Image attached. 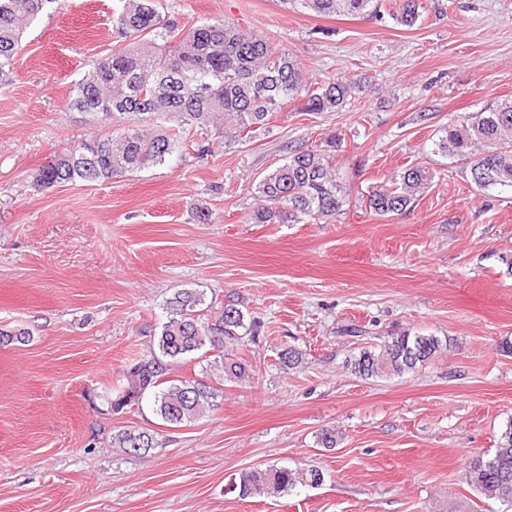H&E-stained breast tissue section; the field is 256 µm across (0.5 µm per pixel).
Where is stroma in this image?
<instances>
[{"label": "stroma", "mask_w": 512, "mask_h": 512, "mask_svg": "<svg viewBox=\"0 0 512 512\" xmlns=\"http://www.w3.org/2000/svg\"><path fill=\"white\" fill-rule=\"evenodd\" d=\"M411 28L389 17H320L278 0H162L181 29L223 18L272 38L309 81L360 79L335 112L290 106L228 144L190 131L165 165L95 184L40 187L50 154L98 135L66 103L123 38L117 0H52L0 84V512H512L465 479L512 422V194L484 193L464 161L434 153L448 121L512 100V0H424ZM349 202L333 219L254 224L259 179L290 148H322ZM434 176L415 208L379 216L372 187L414 164ZM235 298L253 335L223 382L217 352L173 367L220 387L180 428L147 403L111 410L132 359L149 353L174 290ZM410 331L448 348L415 372L363 379L360 348ZM298 350L301 366L278 365ZM134 426L159 446L133 454ZM335 430V447L317 436ZM315 467L324 481L280 498L239 497L242 472ZM112 442L118 448H129L130 451L138 452L143 450L148 452L153 448H157L159 442L154 433H149L139 428L130 427L119 430L112 437Z\"/></svg>", "instance_id": "35a3bbf8"}]
</instances>
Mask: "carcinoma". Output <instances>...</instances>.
<instances>
[{
    "label": "carcinoma",
    "mask_w": 512,
    "mask_h": 512,
    "mask_svg": "<svg viewBox=\"0 0 512 512\" xmlns=\"http://www.w3.org/2000/svg\"><path fill=\"white\" fill-rule=\"evenodd\" d=\"M52 0H0V81H8L26 28ZM319 16L353 17L389 9L402 26L413 27L425 8L423 0H398L387 7L381 0H282ZM112 25L127 44L97 58L76 82L67 109L92 118L103 132L72 149L55 154L34 176L42 187L68 183H95L142 172L169 161L181 136L193 129H214L231 143L267 126L271 116L288 104L303 101L302 112H335L345 106L360 83L331 74L314 87L296 59L277 51L271 41L224 19H209L182 32L165 18L156 0H119ZM445 156L468 161L471 183L480 191L512 193V101L463 121L449 122L434 143ZM433 174L423 165L394 173L366 196L378 215H401L415 207L431 184ZM259 201L253 211L256 224L303 219L334 218L349 202L334 157L324 149L299 147L283 164L269 170L257 183ZM204 292L180 289L167 302V318L153 336L150 355L128 365L124 386L111 398L118 411L147 400L167 426L179 428L215 407L219 389L197 379H172L169 371L187 357L209 347L240 342L246 329L238 304L229 300L219 316L203 318ZM443 349L433 335L401 333L378 347L364 348L350 366L361 377L403 375L433 359ZM284 370L302 364L300 353L284 348L278 356ZM224 380L249 377V365L240 359L222 360ZM119 448L149 451L158 445L155 435L124 428L112 437ZM323 472L317 468L287 466L255 468L241 473L231 487L239 496L290 494L300 486H316ZM477 490L512 501V422L501 433L494 454L478 457L466 472Z\"/></svg>",
    "instance_id": "obj_1"
}]
</instances>
